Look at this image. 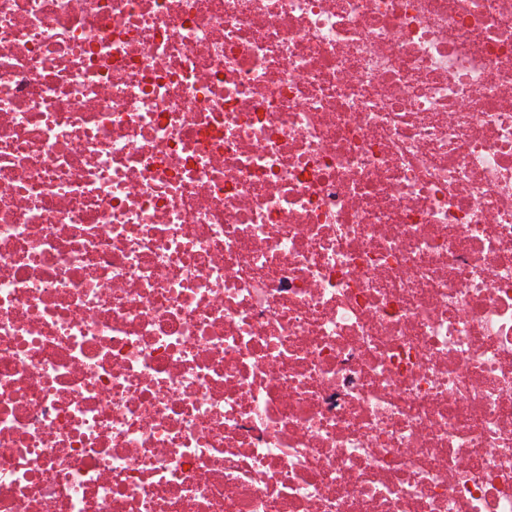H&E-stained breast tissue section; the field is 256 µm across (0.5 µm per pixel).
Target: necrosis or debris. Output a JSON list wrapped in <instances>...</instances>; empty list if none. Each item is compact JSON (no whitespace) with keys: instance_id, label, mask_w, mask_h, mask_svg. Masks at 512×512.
I'll return each instance as SVG.
<instances>
[{"instance_id":"1","label":"necrosis or debris","mask_w":512,"mask_h":512,"mask_svg":"<svg viewBox=\"0 0 512 512\" xmlns=\"http://www.w3.org/2000/svg\"><path fill=\"white\" fill-rule=\"evenodd\" d=\"M0 512H512V0H0Z\"/></svg>"}]
</instances>
